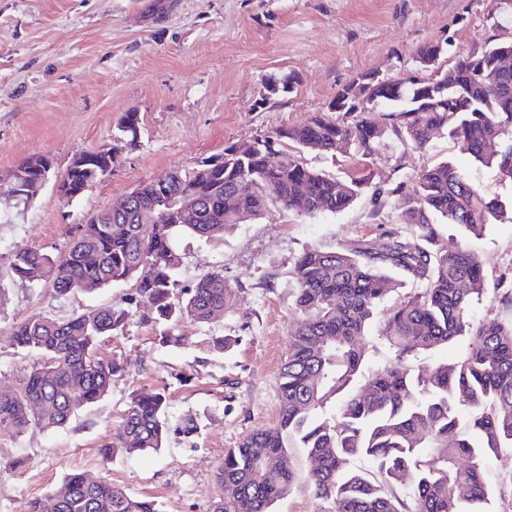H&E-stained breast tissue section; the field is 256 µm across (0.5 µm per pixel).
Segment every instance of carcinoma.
<instances>
[{
    "mask_svg": "<svg viewBox=\"0 0 512 512\" xmlns=\"http://www.w3.org/2000/svg\"><path fill=\"white\" fill-rule=\"evenodd\" d=\"M504 51L512 54V38L457 56L438 78L390 80L385 89L374 90L367 105H384L391 115L406 118L392 132L415 147L445 131L471 161L494 162L502 178L512 181V71L500 73L492 64ZM357 82L342 87L328 109L351 113L349 94ZM118 132L134 144L140 133L137 114H128ZM383 135L367 119L345 123L318 112L244 149L230 143L222 155L172 171L165 185L141 184L122 206L89 215L64 255L19 250L11 255L9 270L20 281L48 284L59 295L86 283L105 288L130 282L129 301L165 324L161 341L175 346L181 342L175 334L180 322L208 324L233 300L222 269L205 273L184 297L174 299L181 266L175 239L222 236L238 224L239 212L260 218L272 199L308 216L341 212L367 182L287 161L283 147L331 156L354 148L365 154ZM117 161L114 148L100 147L76 154L57 173L47 168L53 164L49 156L34 154L12 176L29 187L20 197L24 205L50 180L67 188L69 203L112 174ZM189 194L197 196L190 210L182 208ZM399 208L402 223L419 229L415 236L391 233L379 251L369 240L351 252L309 248L289 269L302 319L280 372L279 420L224 452L217 482L236 490L224 512H272L288 495L295 479L288 463L292 439L312 462L310 482L324 504L320 512H489L473 504L490 503L482 479L486 467L512 457V321L473 326V304L486 288L483 261L466 241L450 251L439 247L435 225L455 224L466 236L478 237L495 221L512 223V207L482 195L463 168L446 160L418 174L413 191L400 195ZM393 270L426 281V287L383 313L380 337L393 360L371 370L363 339L380 305L399 288ZM131 317L128 309L104 307L67 319L34 315L15 323L14 345L40 354L41 361L12 393L0 396V431L62 428L103 398L125 366L103 357L101 342L124 331ZM462 337L468 346L460 361L413 372L412 360ZM166 406L161 390L135 394L103 454L134 456L161 448L168 435ZM355 458L371 468L352 467ZM405 484L411 508L394 492ZM33 512L160 508L106 480L90 482L75 473L36 500Z\"/></svg>",
    "mask_w": 512,
    "mask_h": 512,
    "instance_id": "carcinoma-1",
    "label": "carcinoma"
}]
</instances>
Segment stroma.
Returning a JSON list of instances; mask_svg holds the SVG:
<instances>
[{"label": "stroma", "instance_id": "1", "mask_svg": "<svg viewBox=\"0 0 512 512\" xmlns=\"http://www.w3.org/2000/svg\"><path fill=\"white\" fill-rule=\"evenodd\" d=\"M0 0V390H13L40 356L13 344L12 325L32 315L65 318L86 309L123 308L127 284L58 295L8 273L12 253L64 250L88 214L111 208L138 185L222 154L326 111L337 92L362 74L390 79L420 74L418 49L440 43L438 66L512 32V0ZM292 76L290 93L268 97L270 79ZM141 119L136 145L118 139L127 113ZM368 117L387 132L367 155L302 159L337 176L368 180L371 190L339 213L300 215L272 201L224 236L177 238L180 289L220 269L234 292L224 316L208 325L183 322L185 342L162 344V328L134 314L100 352L125 370L108 394L61 429L0 434V512H31L69 473L107 478L163 512H215L227 501L216 472L226 449L276 424L279 372L300 318L288 270L306 249L347 251L359 241L383 243L402 223L396 186L412 188L422 169L451 160L467 167L486 197H512L497 167L470 162L447 134L422 149L390 133L386 107ZM115 147L120 163L83 197L66 204L44 186L29 205L2 182L34 154L65 169L77 153ZM382 198H375V189ZM487 288L473 321L512 320L501 287L512 285V224L489 225L474 240ZM233 338L230 349L215 347ZM167 395L163 448L103 459L133 392ZM193 434H184L187 421ZM295 481L274 512H318L303 449L288 450Z\"/></svg>", "mask_w": 512, "mask_h": 512}]
</instances>
